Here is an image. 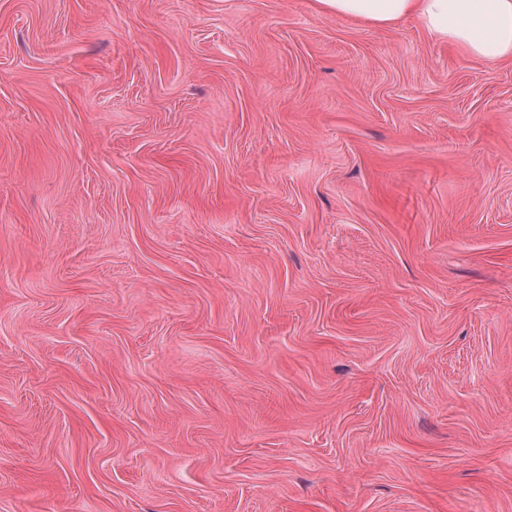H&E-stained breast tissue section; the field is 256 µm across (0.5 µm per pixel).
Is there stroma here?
Masks as SVG:
<instances>
[{"label":"stroma","instance_id":"35a3bbf8","mask_svg":"<svg viewBox=\"0 0 512 512\" xmlns=\"http://www.w3.org/2000/svg\"><path fill=\"white\" fill-rule=\"evenodd\" d=\"M0 512H512V64L0 0Z\"/></svg>","mask_w":512,"mask_h":512}]
</instances>
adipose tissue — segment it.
Wrapping results in <instances>:
<instances>
[{"mask_svg":"<svg viewBox=\"0 0 512 512\" xmlns=\"http://www.w3.org/2000/svg\"><path fill=\"white\" fill-rule=\"evenodd\" d=\"M314 7L381 25L412 17L433 38L474 57L512 59V0H314Z\"/></svg>","mask_w":512,"mask_h":512,"instance_id":"adipose-tissue-1","label":"adipose tissue"}]
</instances>
